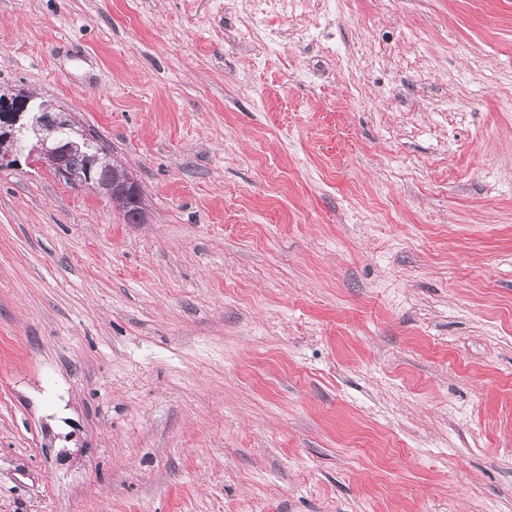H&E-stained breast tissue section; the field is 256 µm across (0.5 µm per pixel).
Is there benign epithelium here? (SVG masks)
Listing matches in <instances>:
<instances>
[{
  "instance_id": "obj_1",
  "label": "benign epithelium",
  "mask_w": 512,
  "mask_h": 512,
  "mask_svg": "<svg viewBox=\"0 0 512 512\" xmlns=\"http://www.w3.org/2000/svg\"><path fill=\"white\" fill-rule=\"evenodd\" d=\"M34 97L18 92L10 97L0 98L7 112L0 115V144L5 146L21 137L30 141L28 157L51 170L56 177L70 183L86 186L107 197L116 206H121L129 198H141L137 180L129 172H122L116 180L98 184L90 175L78 174L69 165V155L79 144H89L91 136L76 129L78 121L72 112L52 109L45 104L36 105ZM70 132L64 139L61 133Z\"/></svg>"
}]
</instances>
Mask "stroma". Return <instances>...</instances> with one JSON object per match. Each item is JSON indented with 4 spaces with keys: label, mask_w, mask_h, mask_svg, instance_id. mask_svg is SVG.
<instances>
[{
    "label": "stroma",
    "mask_w": 512,
    "mask_h": 512,
    "mask_svg": "<svg viewBox=\"0 0 512 512\" xmlns=\"http://www.w3.org/2000/svg\"><path fill=\"white\" fill-rule=\"evenodd\" d=\"M21 90L147 221L0 168V512H512V0H0Z\"/></svg>",
    "instance_id": "35a3bbf8"
}]
</instances>
